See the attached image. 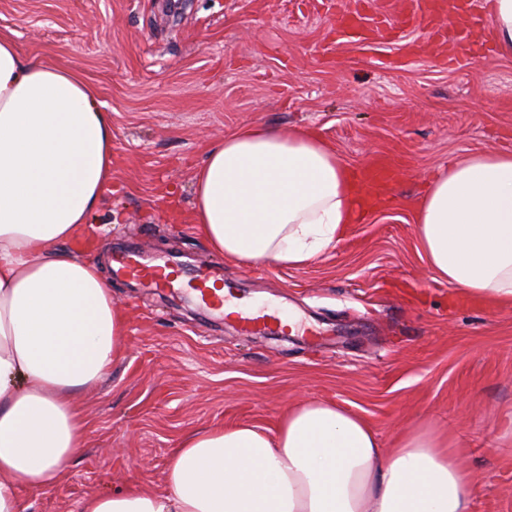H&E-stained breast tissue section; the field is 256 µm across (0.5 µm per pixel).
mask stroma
Segmentation results:
<instances>
[{
  "label": "stroma",
  "instance_id": "1",
  "mask_svg": "<svg viewBox=\"0 0 512 512\" xmlns=\"http://www.w3.org/2000/svg\"><path fill=\"white\" fill-rule=\"evenodd\" d=\"M351 2L0 0V33L26 58L76 69L112 114L113 192L91 220L104 273L132 248L203 259L324 334L244 336L190 300L113 277L131 348L78 395L86 445L63 476L20 490L22 512H81L90 495L133 483L166 492L185 433L243 422L271 432L309 399L361 415L385 449L422 421L448 431L475 478L473 512H512V445L501 438L512 419V307L433 281L414 212L449 162L512 152V58L485 51L454 68L430 62L419 31L336 38L331 16ZM251 125L314 131L350 167L393 155V203L306 267L226 262L191 222L194 174L212 143Z\"/></svg>",
  "mask_w": 512,
  "mask_h": 512
}]
</instances>
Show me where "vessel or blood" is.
Masks as SVG:
<instances>
[{
	"label": "vessel or blood",
	"mask_w": 512,
	"mask_h": 512,
	"mask_svg": "<svg viewBox=\"0 0 512 512\" xmlns=\"http://www.w3.org/2000/svg\"><path fill=\"white\" fill-rule=\"evenodd\" d=\"M486 20L474 0H409L407 9L392 16L382 27L376 20L371 0H357L353 8L337 17L336 33L342 38L368 40L418 29L429 37L438 61L464 66L472 63L478 54L471 30L484 25ZM356 176L366 187L388 188L396 182L399 168L388 155L375 153L358 166ZM113 270L137 288L189 298L206 315H230L246 336H262L268 329L282 325L277 313L253 305L233 285L221 282L219 272L211 268L175 267L167 260L145 262L130 250L115 257Z\"/></svg>",
	"instance_id": "1"
}]
</instances>
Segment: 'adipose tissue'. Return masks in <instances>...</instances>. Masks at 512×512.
<instances>
[{
	"mask_svg": "<svg viewBox=\"0 0 512 512\" xmlns=\"http://www.w3.org/2000/svg\"><path fill=\"white\" fill-rule=\"evenodd\" d=\"M112 185V116L72 68L32 61L0 35V512L60 475L83 448L76 399L128 350L112 284L66 248ZM192 222L239 267L297 269L359 220L343 159L313 132L254 125L213 144ZM434 281L512 305V153L451 164L416 202ZM168 490L130 485L81 512H472L456 442L417 428L382 449L344 407L309 400L275 435L252 424L182 436Z\"/></svg>",
	"mask_w": 512,
	"mask_h": 512,
	"instance_id": "ef3b65f1",
	"label": "adipose tissue"
}]
</instances>
